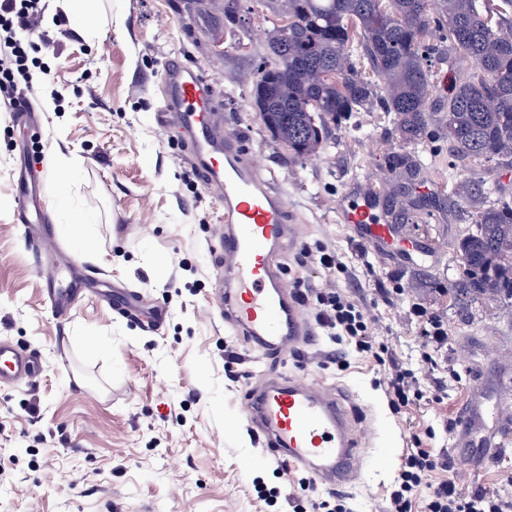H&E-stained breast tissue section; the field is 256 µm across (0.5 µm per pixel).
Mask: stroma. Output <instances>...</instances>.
I'll use <instances>...</instances> for the list:
<instances>
[{
	"mask_svg": "<svg viewBox=\"0 0 512 512\" xmlns=\"http://www.w3.org/2000/svg\"><path fill=\"white\" fill-rule=\"evenodd\" d=\"M97 34L59 37L56 50L33 54V90L20 120L0 100V338L40 357L35 380L0 388V512H286L287 481L258 443L242 406L247 373L288 371L349 391L374 447L392 463L368 460L342 497L348 512H382L413 434L424 447L453 455L464 438L454 411L472 393L468 366L489 375L488 391L506 410L508 437L494 464L456 472L460 487L512 497L501 483L512 471V315L493 300L459 309L448 296L453 257L466 225L453 190L482 182L512 201V167L452 158L439 129L404 141L381 108L330 126L318 156L300 159L277 144L250 106L252 82L268 60L279 17L274 0H242L240 20L224 19V0H99ZM202 68L221 92L225 132L248 148L300 224V244L325 245L346 269L324 272L286 255L288 280L327 283L367 306L374 340L413 370L422 393L394 412L385 392L388 367L348 349L343 367L323 365L327 337L289 357L259 356L225 328L208 304L217 275L211 251L221 221L204 192L180 133L159 131L164 63ZM79 161L72 208L84 212L82 242L66 232L69 211L56 205V154ZM46 164H38L37 155ZM412 166H396V157ZM46 190L45 218L21 222V170ZM373 180L397 223L441 247L438 269L390 262L363 251L336 210L353 184ZM51 233L95 285L70 316L44 297L55 258L26 244ZM421 304L448 327V343L423 347Z\"/></svg>",
	"mask_w": 512,
	"mask_h": 512,
	"instance_id": "35a3bbf8",
	"label": "stroma"
}]
</instances>
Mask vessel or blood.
Instances as JSON below:
<instances>
[{
	"instance_id": "b4317fda",
	"label": "vessel or blood",
	"mask_w": 512,
	"mask_h": 512,
	"mask_svg": "<svg viewBox=\"0 0 512 512\" xmlns=\"http://www.w3.org/2000/svg\"><path fill=\"white\" fill-rule=\"evenodd\" d=\"M161 84L156 126L188 133V159L203 188L224 208V222L214 232L221 274L210 291L213 309L260 354L282 357L310 345L316 336L282 263L298 241V224L245 145L225 132L215 85L199 69L177 61L165 64ZM45 204L42 190L23 189L19 211L24 222L42 220ZM339 214L354 241L385 259L426 269L441 261L436 243L413 239L406 225L393 222L373 186H353ZM36 247L55 255L58 271L70 276L66 288L53 285L45 291L59 315H68L82 287L71 275L74 260L52 236L38 237ZM39 372L31 353L0 338V387L33 380ZM246 416L280 464L302 470L329 488L351 487L367 464L365 425L354 404L344 393L303 375L272 374L260 383H247ZM499 419L491 404L459 408L455 426L467 445L457 455L472 468L493 463L500 446Z\"/></svg>"
}]
</instances>
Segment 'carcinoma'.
<instances>
[{
  "label": "carcinoma",
  "instance_id": "obj_1",
  "mask_svg": "<svg viewBox=\"0 0 512 512\" xmlns=\"http://www.w3.org/2000/svg\"><path fill=\"white\" fill-rule=\"evenodd\" d=\"M288 22L269 37L274 62L267 81L254 83L264 100L261 120L276 141L301 159L319 154L329 124L374 104L393 116L401 137L425 138L436 125L462 161L512 164V0H279ZM448 43L455 68L448 106L432 112L428 92L436 46L430 28ZM361 47L379 86L352 60ZM294 51L282 58L284 49ZM454 194L468 201L471 224L461 239L458 275L448 283L454 302L492 298L512 307V269L503 250L512 247V203L490 200L470 180Z\"/></svg>",
  "mask_w": 512,
  "mask_h": 512
}]
</instances>
